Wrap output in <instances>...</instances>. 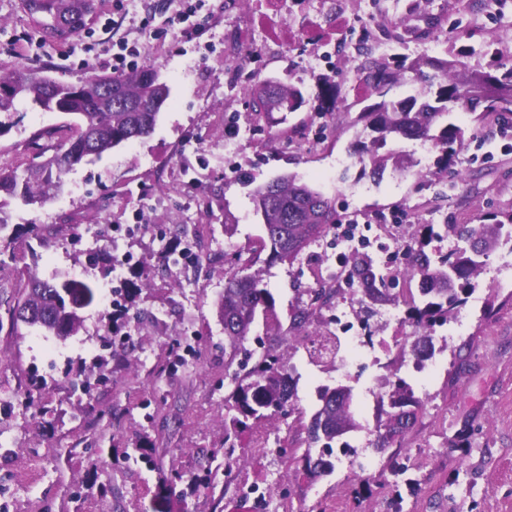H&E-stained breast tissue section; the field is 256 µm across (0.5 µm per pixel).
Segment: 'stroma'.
I'll return each mask as SVG.
<instances>
[{"label":"stroma","instance_id":"1","mask_svg":"<svg viewBox=\"0 0 512 512\" xmlns=\"http://www.w3.org/2000/svg\"><path fill=\"white\" fill-rule=\"evenodd\" d=\"M200 3L204 26L186 34L163 26L173 0H100L99 12L110 19V27L95 25L89 17L67 41L52 43L27 14L24 0H0V72L45 71L75 83L90 74L111 73L117 46L125 43L139 52L135 68H153L170 89L150 135L75 166L44 205L0 196V216L8 223L61 227L42 245L27 235L16 239L14 261L0 271V282L9 286L23 283L31 267L43 277L56 272L104 284L107 267L91 263L86 225L140 222L154 225L156 233L154 239L128 243L133 260L126 276L133 286L121 319H114L111 307L97 305L85 312L78 335L65 341L27 329L18 336L0 332V487L6 490L0 503L8 512H256L238 493L248 477L242 467L222 478L221 493L200 486L186 495L155 494L161 476L173 469L204 474L207 452L224 448L225 400L232 384L224 376V330L216 302L229 266L210 256L225 252L249 260L276 300L275 321L255 332L283 334L275 350L299 374L297 411L312 414L316 386L342 382L355 394L357 419L370 429L376 424L380 381L395 371L425 400L415 425L390 453L374 450L369 429L346 434L371 463L366 484L354 480L343 457L332 474L312 482L277 455V448L291 447L305 435L294 414L253 424L237 441L234 455L243 459L262 453V470L274 490L266 512L286 506L292 512H512V242L481 257L461 323L436 328L441 366L428 383L402 362V350L416 337L415 325L380 317L386 308L406 312L405 300L417 288L403 274L408 252L422 250L436 259L457 247L454 238L429 236L426 225L464 224L480 213L512 211V125L453 113L452 121L473 135L453 171H438L430 162L425 180L388 171L381 182H373L361 176L350 152L355 129L338 128L345 113L360 112L371 97L348 98L338 111L320 116V80L339 81L341 71L333 64L310 68V48L304 44L283 45L273 58L253 50L250 79L226 93L224 29L241 18L229 11L226 0ZM418 3L419 20H396L398 31L410 40H437L439 56L452 57L464 42L433 30L434 20L477 22L485 29V41L512 61V0H499L492 11L470 6L469 0ZM267 80L299 86L305 105L295 112L253 113L252 91ZM66 121L63 114L16 104L0 131V173L30 161L39 147L59 145ZM233 128L245 135L236 154L228 155L224 139ZM316 129L321 143L297 152L269 140L275 131L291 136ZM190 138L196 139V150H184ZM287 174L331 198L337 221L291 263L270 260L268 251L259 249L263 231L251 200L255 186ZM197 192L205 202L199 211L189 205ZM396 209L398 222L379 228L378 217ZM353 218L371 242L365 252L371 262H378L384 248L395 256L386 273L391 298L385 304L346 289L332 307L314 312L310 331H327L340 308L388 344L382 355L364 351L366 358L381 357L382 369L366 366L344 379L334 365L311 364L305 350L289 345L286 337L294 312L321 286L312 275L315 255L339 270L349 268L340 232ZM196 222L215 231L203 247L207 259L179 281L162 276V257L176 240L174 225ZM228 224L237 227L230 237L224 234ZM159 310L168 313L162 327L152 319ZM186 330L198 338L203 369L181 367L153 377L166 342ZM126 335L133 347L124 363L113 357L105 340ZM102 362L112 372L105 386L95 382ZM33 377L42 382L41 397L49 408L42 417L15 398ZM158 386L168 393L166 404L153 401ZM142 443L149 446L151 464L126 458ZM392 453L409 465L410 477L418 481L416 492H397L388 462Z\"/></svg>","mask_w":512,"mask_h":512}]
</instances>
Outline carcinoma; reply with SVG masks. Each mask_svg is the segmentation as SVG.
Masks as SVG:
<instances>
[{"label":"carcinoma","mask_w":512,"mask_h":512,"mask_svg":"<svg viewBox=\"0 0 512 512\" xmlns=\"http://www.w3.org/2000/svg\"><path fill=\"white\" fill-rule=\"evenodd\" d=\"M483 52L491 58L486 71H464L460 58H432L419 53L413 59L403 57V64L392 67L381 65L362 53L365 60L353 70L355 80L369 85L382 100L366 107L354 124H362L355 155L363 175L379 182L387 165L404 177H426L419 168V160L402 151L380 153L390 141H419L429 143L438 152L436 166L448 171L466 147L469 137L466 129L450 121L451 110L480 112V116L507 119L512 116V64L503 62L490 43L466 48V53ZM414 75L420 87L400 100L386 96L395 86L407 83L406 73ZM22 74L0 76V114L12 109L18 98L44 110L53 111L60 105L68 109L71 120L65 128L69 135L62 147L47 157L39 152L43 162L25 166L21 173L0 174V194L20 200L25 205H43L61 187L62 177L89 156L149 135L157 122L161 105L169 97V88L156 79L155 71L145 67L116 77L114 81L124 89L123 102L108 105L91 86L82 97L70 95L64 86L56 99L45 96L36 83L27 86L19 97L9 93ZM493 85L499 96H485L483 86ZM340 88L331 82L319 85L317 98L333 112ZM305 103L300 88L280 81H267L253 92L251 111L296 112ZM255 213L262 219L264 237L261 247H270L273 260L294 261L312 242L320 238L336 223L332 202L320 191L293 176H282L253 190ZM512 224V212L499 219L493 215L476 217L471 224L429 225V234L446 233L469 247H457L448 256L437 261L423 251L415 254L405 270L410 280L418 282L420 301L408 304L407 315L419 330L408 357L418 361L435 355V327L456 318L465 306L471 280L478 273L477 257L495 249L502 228ZM22 234V228L7 224L0 216V269L6 265L3 256L13 258L9 248ZM224 261L231 263L224 282V293L218 303V317L224 328V340L229 347L225 371L234 385L230 395L236 415L224 422V441L235 447L236 441L250 428L249 421H259L282 414L295 397V369L288 366L272 348L262 351L247 347L257 319L269 323L275 318V299L255 274L248 272L249 264L241 263L235 254ZM346 280L364 286L366 296L374 302L385 297V279L376 273L371 262L355 254ZM96 284L88 279L57 277L43 279L37 273L28 276L17 295L7 302L10 332L19 333L20 326L34 328L45 336L65 340L77 335L82 316L70 312V304L86 309L97 302ZM340 351V340L324 336L319 346L308 351L309 361H335ZM389 390L377 394L379 416L375 427V450L382 453L399 442L414 426L422 400L402 377L388 380ZM318 409L309 424L303 426L307 437L301 457L288 452V464L302 463V472L310 480L334 472L331 460L332 442L357 430L354 419L353 390L349 386H322L317 390Z\"/></svg>","instance_id":"obj_1"}]
</instances>
